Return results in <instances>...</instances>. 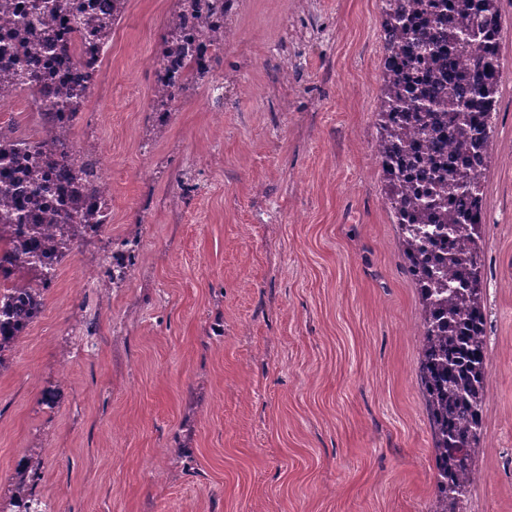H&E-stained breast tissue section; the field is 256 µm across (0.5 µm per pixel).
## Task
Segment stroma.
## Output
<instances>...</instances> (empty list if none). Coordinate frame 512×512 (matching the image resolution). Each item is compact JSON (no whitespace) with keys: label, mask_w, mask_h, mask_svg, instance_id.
I'll use <instances>...</instances> for the list:
<instances>
[{"label":"stroma","mask_w":512,"mask_h":512,"mask_svg":"<svg viewBox=\"0 0 512 512\" xmlns=\"http://www.w3.org/2000/svg\"><path fill=\"white\" fill-rule=\"evenodd\" d=\"M177 0H129L91 95L112 221L0 366V503L54 512H434L416 285L376 155L382 0H235L218 71L151 112ZM484 182L482 478L512 512V0ZM135 246L126 283L107 252Z\"/></svg>","instance_id":"obj_1"}]
</instances>
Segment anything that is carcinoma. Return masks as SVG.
I'll use <instances>...</instances> for the list:
<instances>
[{
	"mask_svg": "<svg viewBox=\"0 0 512 512\" xmlns=\"http://www.w3.org/2000/svg\"><path fill=\"white\" fill-rule=\"evenodd\" d=\"M127 0H115L97 19L100 37H112ZM168 20L162 58H187L194 44L177 27L201 10L214 24L202 34L222 45L229 5L222 0H179ZM384 77L377 157L385 194L399 229L402 254L421 305L419 377L433 433L435 512H466L479 480L473 463L483 438L488 374L487 312L483 304L484 182L493 153V113L501 95V0H384ZM206 73L186 64L179 83L157 79L154 101L162 108ZM90 87L77 85L60 105L83 110ZM30 147L0 145V164L25 163L38 185L32 196L51 192L49 168L58 159ZM20 203L0 191V260L10 272L0 283V360L42 313L48 288L43 268L26 260L34 250L56 258L71 250L93 217L77 208L50 212L44 223L18 225Z\"/></svg>",
	"mask_w": 512,
	"mask_h": 512,
	"instance_id": "cac0c4a2",
	"label": "carcinoma"
}]
</instances>
